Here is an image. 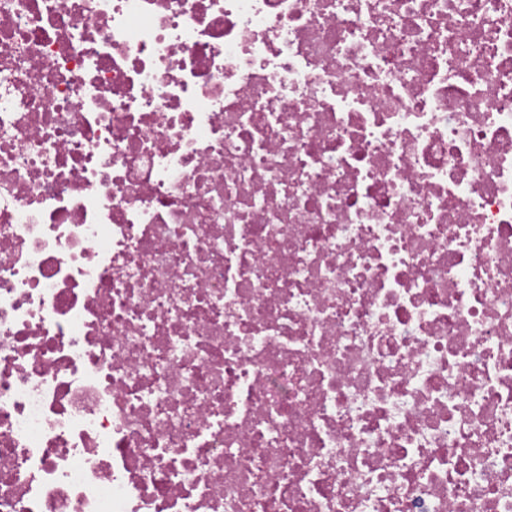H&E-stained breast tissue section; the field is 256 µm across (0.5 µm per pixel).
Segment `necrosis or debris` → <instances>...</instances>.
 Masks as SVG:
<instances>
[{"instance_id": "obj_1", "label": "necrosis or debris", "mask_w": 512, "mask_h": 512, "mask_svg": "<svg viewBox=\"0 0 512 512\" xmlns=\"http://www.w3.org/2000/svg\"><path fill=\"white\" fill-rule=\"evenodd\" d=\"M0 512H512V0H0Z\"/></svg>"}]
</instances>
